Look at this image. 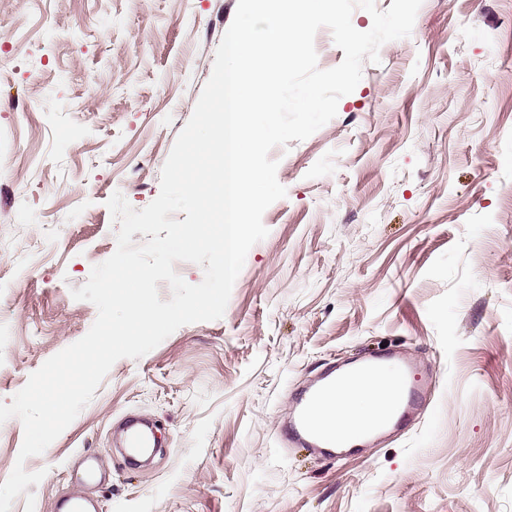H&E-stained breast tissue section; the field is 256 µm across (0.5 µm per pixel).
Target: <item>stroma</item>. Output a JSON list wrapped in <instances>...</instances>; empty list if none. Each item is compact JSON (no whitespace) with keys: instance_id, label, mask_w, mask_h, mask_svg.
Listing matches in <instances>:
<instances>
[{"instance_id":"35a3bbf8","label":"stroma","mask_w":512,"mask_h":512,"mask_svg":"<svg viewBox=\"0 0 512 512\" xmlns=\"http://www.w3.org/2000/svg\"><path fill=\"white\" fill-rule=\"evenodd\" d=\"M238 0H0V403L81 339L74 300L142 209ZM337 115L274 148L221 319L118 360L24 468L58 512L86 460L98 512H512V0H422ZM384 347L435 378L400 434L331 460L279 437L294 391ZM161 446L116 448L129 415Z\"/></svg>"}]
</instances>
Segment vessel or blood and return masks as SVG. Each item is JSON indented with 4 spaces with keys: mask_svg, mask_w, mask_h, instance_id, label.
<instances>
[{
    "mask_svg": "<svg viewBox=\"0 0 512 512\" xmlns=\"http://www.w3.org/2000/svg\"><path fill=\"white\" fill-rule=\"evenodd\" d=\"M369 384L386 388L389 404L354 420L348 428L330 427L325 421L328 401ZM425 393L407 358L397 353H368L300 392L289 414L288 436L303 447L324 451L327 457L344 458L373 437L401 429L418 410Z\"/></svg>",
    "mask_w": 512,
    "mask_h": 512,
    "instance_id": "obj_1",
    "label": "vessel or blood"
}]
</instances>
